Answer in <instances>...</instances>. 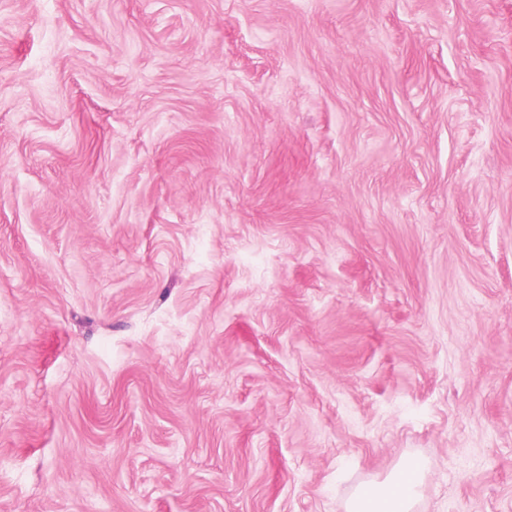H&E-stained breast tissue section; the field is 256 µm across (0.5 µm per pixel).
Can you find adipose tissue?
<instances>
[{"label":"adipose tissue","mask_w":512,"mask_h":512,"mask_svg":"<svg viewBox=\"0 0 512 512\" xmlns=\"http://www.w3.org/2000/svg\"><path fill=\"white\" fill-rule=\"evenodd\" d=\"M426 477L427 469L421 460L405 458L385 479L361 486L350 501L348 512H413Z\"/></svg>","instance_id":"obj_1"}]
</instances>
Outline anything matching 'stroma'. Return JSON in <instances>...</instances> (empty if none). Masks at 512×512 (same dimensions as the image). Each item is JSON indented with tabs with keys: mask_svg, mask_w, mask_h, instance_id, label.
I'll return each mask as SVG.
<instances>
[{
	"mask_svg": "<svg viewBox=\"0 0 512 512\" xmlns=\"http://www.w3.org/2000/svg\"><path fill=\"white\" fill-rule=\"evenodd\" d=\"M512 512V0H0V512ZM427 477L425 464L407 457L384 480H372L355 493L348 512H412Z\"/></svg>",
	"mask_w": 512,
	"mask_h": 512,
	"instance_id": "35a3bbf8",
	"label": "stroma"
}]
</instances>
